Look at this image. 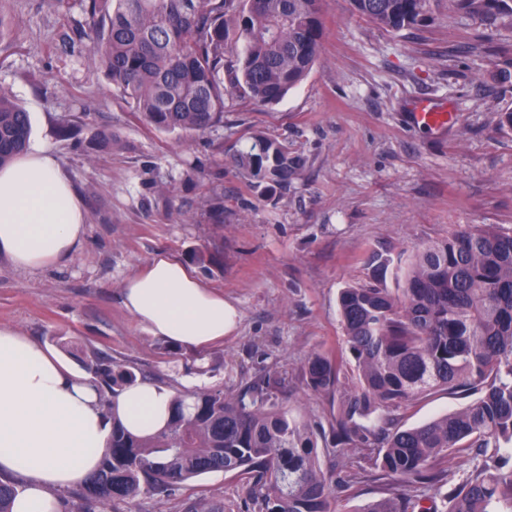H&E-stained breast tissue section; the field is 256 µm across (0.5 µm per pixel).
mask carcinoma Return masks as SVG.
Segmentation results:
<instances>
[{
    "instance_id": "carcinoma-1",
    "label": "carcinoma",
    "mask_w": 512,
    "mask_h": 512,
    "mask_svg": "<svg viewBox=\"0 0 512 512\" xmlns=\"http://www.w3.org/2000/svg\"><path fill=\"white\" fill-rule=\"evenodd\" d=\"M88 52L130 100L141 121L186 136L224 124V98L240 91L254 102H280L318 60L323 0H79ZM457 10L512 25V0H450ZM356 12L392 31L426 19L431 0H352ZM30 120L0 89V166L24 151ZM253 186L288 187L295 165L288 147L261 136L234 158ZM391 258L373 251L369 278L339 295L346 346L360 389L331 425L336 444L359 437L358 419L379 406L413 403L440 387L479 397L460 410L394 432L384 428L374 469L385 478L448 486L446 512H494L512 502V472L483 464L457 483L442 460L451 453L485 456L512 447V228L464 224L417 248L405 287H383ZM344 359L314 354L302 378L315 392L334 390ZM102 392V408L138 381L107 355L85 362ZM286 377L267 370L229 396L222 387L178 393L167 428L138 438L112 427L99 470L79 493L86 502L126 500L174 491L213 472L247 486L259 512H332L335 480L322 469L324 429L282 407ZM361 512H435L402 495Z\"/></svg>"
}]
</instances>
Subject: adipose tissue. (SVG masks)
<instances>
[{"instance_id": "adipose-tissue-1", "label": "adipose tissue", "mask_w": 512, "mask_h": 512, "mask_svg": "<svg viewBox=\"0 0 512 512\" xmlns=\"http://www.w3.org/2000/svg\"><path fill=\"white\" fill-rule=\"evenodd\" d=\"M81 197L56 158L30 146L0 168V255L18 269L39 271L73 261L86 233ZM135 321L173 346L201 350L222 341L239 313L185 264L153 255L122 284ZM93 375L69 368L19 331L0 327V474L27 475L12 512H60V492L83 485L98 468L113 423L140 437L163 431L174 392L139 382L100 406Z\"/></svg>"}]
</instances>
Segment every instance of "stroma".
I'll return each mask as SVG.
<instances>
[{
  "instance_id": "35a3bbf8",
  "label": "stroma",
  "mask_w": 512,
  "mask_h": 512,
  "mask_svg": "<svg viewBox=\"0 0 512 512\" xmlns=\"http://www.w3.org/2000/svg\"><path fill=\"white\" fill-rule=\"evenodd\" d=\"M0 14V87L29 113L31 141L56 156L87 212L69 266L27 272L0 259V326L54 347L75 368L99 352L182 393L237 389L272 368L287 375L284 407L325 425L359 386L355 363L345 360L327 393L307 388L301 367L341 351L339 291L366 280V255L387 250L403 266L455 225L512 227V131L499 125L512 109V27L486 25L448 0H432L426 20L399 32L353 15L350 0H324L322 50L305 80L268 106L228 95L223 125L188 138L144 125L90 59L78 0H0ZM425 97L455 112L446 131L410 121L409 101ZM255 133L296 160L287 188L240 176L233 158ZM215 197L220 224L209 213ZM159 251L238 308L223 344L173 349L126 311L123 281ZM471 401L439 388L378 409L364 425L405 430ZM323 446V468L342 480L334 512H362L393 493L445 512L437 488L378 476L375 441ZM191 499L225 512L251 506L242 482L216 472L96 512H184Z\"/></svg>"
}]
</instances>
